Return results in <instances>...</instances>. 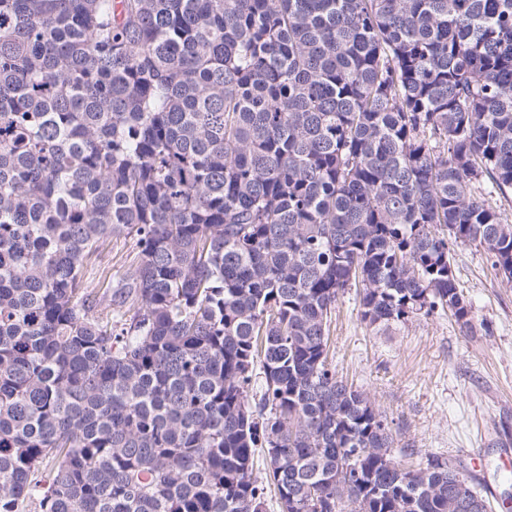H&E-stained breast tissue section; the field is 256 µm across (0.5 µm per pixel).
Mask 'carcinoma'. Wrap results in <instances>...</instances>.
<instances>
[{"instance_id": "carcinoma-1", "label": "carcinoma", "mask_w": 512, "mask_h": 512, "mask_svg": "<svg viewBox=\"0 0 512 512\" xmlns=\"http://www.w3.org/2000/svg\"><path fill=\"white\" fill-rule=\"evenodd\" d=\"M505 202L512 0H0V512H488L328 352L350 288L490 332ZM131 241L123 238L106 241L102 253L96 259H92L88 265L90 279H93V285L97 283L101 276V281L107 275H112V283L124 273L127 265L133 258V247Z\"/></svg>"}]
</instances>
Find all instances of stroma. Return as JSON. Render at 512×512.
I'll return each mask as SVG.
<instances>
[{
  "mask_svg": "<svg viewBox=\"0 0 512 512\" xmlns=\"http://www.w3.org/2000/svg\"><path fill=\"white\" fill-rule=\"evenodd\" d=\"M132 258L131 241H106L89 276L120 277ZM453 264L489 335H464L443 313L380 330L360 321L349 291L336 303L330 360L337 377L387 416L396 448L441 456L477 489L492 491L489 512H504L512 507V469L501 461L512 448V282L473 244L456 246Z\"/></svg>",
  "mask_w": 512,
  "mask_h": 512,
  "instance_id": "stroma-1",
  "label": "stroma"
}]
</instances>
